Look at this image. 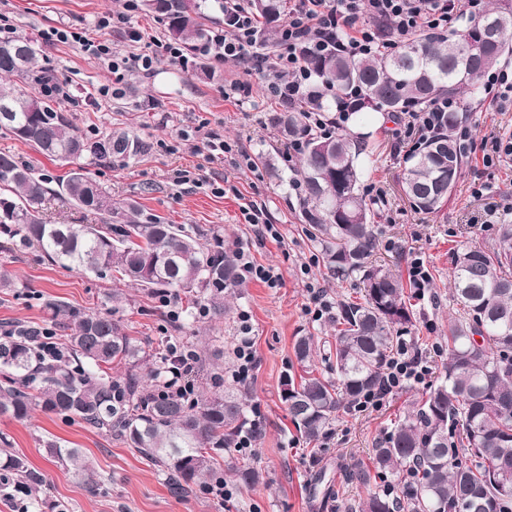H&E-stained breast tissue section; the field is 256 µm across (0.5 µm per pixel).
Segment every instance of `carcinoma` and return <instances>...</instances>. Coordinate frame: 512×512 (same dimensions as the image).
<instances>
[{"instance_id": "carcinoma-1", "label": "carcinoma", "mask_w": 512, "mask_h": 512, "mask_svg": "<svg viewBox=\"0 0 512 512\" xmlns=\"http://www.w3.org/2000/svg\"><path fill=\"white\" fill-rule=\"evenodd\" d=\"M164 17L168 36L192 52L206 35L207 0H142ZM286 0H253L268 22L278 21ZM494 31L485 30L488 21ZM512 51V0H496L475 23L449 34L424 33L377 57L354 58L331 47L305 56L315 76L309 103L330 110L351 89L358 92L353 113L394 116L421 109L439 96L480 95L478 80ZM40 50L25 37L0 41V75L23 79L32 74ZM0 131L31 145L44 157L70 165L66 178H48L0 154V230L22 245H35L52 262L98 278L116 271L136 288L161 296L196 294L208 315L224 318V290L239 286L235 256L200 243L203 231L169 224L160 216L142 220L135 206L112 223V198L81 163L126 162L148 145L134 134L110 133L94 141L78 129L50 97L0 87ZM465 119L450 112L442 132L408 158L403 189L413 207L436 212L461 174L463 156L454 137ZM270 121L292 138L305 140L300 176L306 198L302 221L314 230L328 273L336 279L360 277L361 297L337 303L336 336L325 354L330 372L289 378L281 398L296 429L310 441L322 437L340 411L382 386L387 360L411 332L414 313L400 277L370 258L378 245L369 204L360 193L364 175V137L339 133L318 138L307 132L301 109L275 112ZM100 216V224H51L42 215L49 197ZM450 288L461 315L448 325V363L429 387L420 407L396 424L373 449L376 474L396 475L388 492L372 485L362 512H512V224H502L490 250L461 246L452 260ZM61 318L62 350L44 355L46 338L18 330L0 336V415L18 420L39 408L75 416L104 430L143 454L167 474L176 489L213 475L222 448L224 470L250 487L254 468L233 457L245 427L246 393L224 387L214 377L212 390L194 402L145 387L162 364L150 362L146 344L129 336L117 307L87 314L51 303ZM318 347L312 335L299 336L294 353L302 364ZM126 366L120 376L103 367ZM145 367V376L137 370ZM47 454L75 471L86 468L77 448L44 441ZM0 472L26 495L36 496L40 479L10 448H0Z\"/></svg>"}]
</instances>
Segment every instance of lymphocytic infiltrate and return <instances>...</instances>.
Segmentation results:
<instances>
[{"label": "lymphocytic infiltrate", "mask_w": 512, "mask_h": 512, "mask_svg": "<svg viewBox=\"0 0 512 512\" xmlns=\"http://www.w3.org/2000/svg\"><path fill=\"white\" fill-rule=\"evenodd\" d=\"M484 11L485 0H289L288 19L279 27V50L260 57L255 47L261 21L252 0H224V28L210 35L207 52L227 61L253 59L258 69L279 73L280 81L269 87L272 95L288 106L304 107L308 131L332 135L342 129L340 116L349 112L356 96L348 94L337 104V118L323 119L319 109L307 104L312 75L304 61L305 53L320 52L334 45L353 57L378 56L420 33L451 31L460 16L476 20ZM44 39L52 43H79L84 54L107 66L118 84L124 83L129 73L147 75L153 69V56L120 54L113 50L109 39L84 38L71 26L52 29ZM459 108L458 101L441 97L422 111L403 112L395 135L407 151H415L436 132L445 113ZM164 361L166 369L159 392L179 397L193 392L197 356L180 354L173 347L165 351ZM384 374L385 392L363 396L359 408L381 409L386 393L427 385L432 368L420 353L403 347L387 361Z\"/></svg>", "instance_id": "obj_1"}]
</instances>
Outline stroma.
<instances>
[{"label": "stroma", "mask_w": 512, "mask_h": 512, "mask_svg": "<svg viewBox=\"0 0 512 512\" xmlns=\"http://www.w3.org/2000/svg\"><path fill=\"white\" fill-rule=\"evenodd\" d=\"M125 0H0V14L7 15L17 35L40 41L44 31L72 24L87 38L100 35L97 20L124 10ZM131 26L143 35L140 43L128 42L123 30L112 29L109 37L121 53L152 52L167 43V24L162 16L136 9L129 13ZM36 71L52 70L69 84V95L56 98L55 106L79 132L95 138L114 132H129L145 140L149 149L129 163L106 165L85 159L87 170L111 194L118 210L134 204L142 216H160L172 224H190L204 231L206 248L233 252L249 249L256 263L279 267L283 284L270 288L252 281L236 288L224 319H202L189 328L170 326L159 297L146 291L124 290L126 299L119 316L126 332L159 348L164 335L182 336L199 354V384L209 387L211 374L230 377L235 364V346L240 334L239 313L251 317L257 365L247 384L250 406L259 408L261 436L249 463L261 475L251 487L232 485V496L217 502L205 495L201 485L174 494L164 473L134 449L79 419H65L40 411L20 421L0 416V436L7 438L47 485L39 498H25L28 512H360L366 487L348 476L359 464L371 468V450L386 436L392 424L421 399L422 389L409 388L392 396L377 411L340 413L328 443H309L296 431L281 400L285 378H299L302 365L294 355L296 337L311 334L322 338L334 332L333 317L313 320L305 312L310 304L308 286L323 288L328 299L359 297L358 278L343 281L330 277L309 225L299 219V195L292 188L299 181L296 168L281 158L283 140L270 124V113L281 103L266 92L273 76L245 70L238 63L221 62L202 54L186 56L175 64L159 56L152 73L127 77L117 96L100 97L101 86L112 75L105 66L88 58L75 43L41 46ZM239 84L233 98L224 88ZM466 125L474 139L495 131L512 130V109L499 110L489 98L461 100ZM391 120L370 126L366 143L372 160L362 179L384 192L373 206L379 246L375 255L399 277H406V255L421 249L433 276V286L414 301L416 322L407 343L416 351L432 352L443 346L448 322L457 306L449 288L452 254L463 244L491 248L498 224H512V214H500L497 224L486 221L489 203L512 192V165H484L480 153L464 156V171L447 204L435 214L415 210L402 192L404 158L395 150L390 135ZM216 131L225 141L241 143L253 168H234L231 161L205 162L193 150L207 131ZM180 170L200 171L201 183L179 184ZM489 187V195H472L473 183ZM266 205L280 240L259 239L246 224V203ZM310 273H302V264ZM15 276L16 285L0 288V325L53 327L48 303L63 302L85 313L110 308L109 297L119 289L115 279H98L78 270H66L43 259L33 248L16 246L0 233V265ZM54 439L80 449L86 463L78 473L47 455L44 440ZM326 471L331 480L327 503L313 496L314 477Z\"/></svg>", "instance_id": "stroma-1"}]
</instances>
